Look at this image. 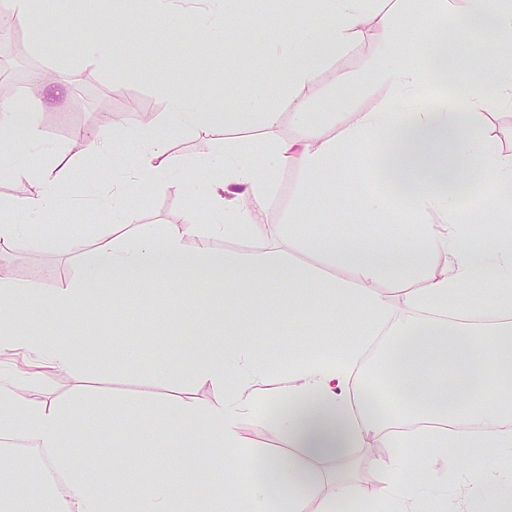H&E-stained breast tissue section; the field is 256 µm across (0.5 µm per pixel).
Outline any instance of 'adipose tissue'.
<instances>
[{
	"label": "adipose tissue",
	"mask_w": 512,
	"mask_h": 512,
	"mask_svg": "<svg viewBox=\"0 0 512 512\" xmlns=\"http://www.w3.org/2000/svg\"><path fill=\"white\" fill-rule=\"evenodd\" d=\"M328 19L317 38L301 40L273 24L272 51L288 69L289 83L301 88L337 53L347 50L360 33V22L376 0H325ZM440 20L426 65L409 57L391 60L387 51L363 64L371 85L393 89L394 99L371 112H357L341 138L327 137L322 124L294 100L293 140L273 147L269 170L295 168L314 179L301 195L310 203L340 191L341 183L329 166L343 145L364 136H380L383 148L374 152L369 177L355 206L364 223L410 214L414 228L395 243L357 233L326 241L307 240L300 214L277 231L288 246L307 242L323 260L340 270L327 290L318 287L315 268L289 263L284 251L227 252L219 241L231 236L267 238L255 216L271 196L273 184L260 177L250 158L240 151L211 153L217 176L198 184L209 209V220L189 217L186 224L158 237L138 226V213L128 203L132 187L174 169L162 128H195L210 134L255 122L274 128L280 115L270 104L271 90L260 86L238 112L202 111L201 97H171L163 124L146 122L134 129H116L104 137L85 133L87 150L109 157L115 141H132L135 165L123 179L113 181L112 219L123 234L95 245L82 237L62 240L41 237L47 250L75 254L79 281L55 291L43 305L44 315L66 317L86 308L97 288L109 285L123 303L144 290L167 288L208 268L214 284L235 295L260 293V312L268 297L281 288H294L299 300L326 315L336 311L358 318L355 339L333 351L319 347L309 358L289 363L283 375L278 407L260 413L261 423L278 429L294 448L313 457L341 453L366 437L389 448L371 465L384 478L380 495L372 496L345 478H337L333 494L322 491L325 478L302 462L267 455L269 479L249 478L252 453L243 449L238 432L241 416L254 412L274 358L226 322L225 338L204 346L188 345L181 356L159 364L158 379L186 373L209 384L216 398L204 410L164 403L150 408L158 447L179 455L201 448L216 451L213 481L220 483L226 512H444L445 498L420 494L404 467L405 451L426 449V468L454 471L467 448L512 453V151L497 141L475 134L493 103L512 106V66L497 68L489 81L475 78L477 63H469L466 83L453 73L461 60L456 39L446 24L448 15L463 12L475 27L491 28L496 38L512 43V0H433ZM442 74L434 106L421 107L416 98L434 74ZM472 179L468 197L455 187ZM69 166L58 165L43 176L36 192L0 201V259L8 257L17 239L42 223L63 188L69 185ZM492 216L499 231L476 237L475 224ZM447 267L436 271L435 258ZM492 278L500 287L494 301L468 292V284ZM403 288L397 301L378 294L383 282ZM378 345L381 367L375 376L353 369L369 345ZM33 357L35 368L0 378V435H23L38 457L56 462L60 480L49 485L47 512H120L124 501L138 503V512H211L212 506L180 469L167 482L146 487L133 475L113 479L109 467L64 454L74 440L65 409L31 395L42 368L73 369L74 341H55L23 326L0 331V355ZM354 389H346L347 379Z\"/></svg>",
	"instance_id": "obj_1"
}]
</instances>
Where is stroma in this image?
Returning <instances> with one entry per match:
<instances>
[{"label":"stroma","mask_w":512,"mask_h":512,"mask_svg":"<svg viewBox=\"0 0 512 512\" xmlns=\"http://www.w3.org/2000/svg\"><path fill=\"white\" fill-rule=\"evenodd\" d=\"M430 12L431 0H400L394 14V54L424 63V46L432 32ZM51 13V18L24 24V55L0 59V71L12 73L27 71L38 60H47L53 77L62 79L67 87L66 94L52 100L41 83L17 81L14 99L22 109L34 110L41 144L28 148L21 132L0 144V152L19 160L25 170L20 177L0 178V201L8 202L35 191L36 174L58 163L69 164L72 183L64 191L66 204L54 222L66 226L72 234L92 240L108 233L110 221L104 218L101 207L84 202L83 197L88 193L106 194L109 179L122 177L132 164L135 147L118 144L112 158L103 162L86 153L82 133L108 135L147 119L162 121L169 97L175 92L207 88L213 92L214 109L232 111L258 83L288 81L282 65L266 53L268 16H276L289 30L309 34L327 20L318 0H251L246 13L247 30L226 26L203 42L173 29L166 14L152 11L149 0H54ZM381 15L378 9L368 13L353 45L336 54L297 91L311 111L335 113L336 122L328 126V135L340 133L349 113L373 111L390 95L386 87L359 82L364 60L382 48L377 36ZM113 30L123 32L125 39L112 59L104 63L86 58L83 34ZM339 74L344 76V83L336 82ZM276 106L281 118L270 131L244 126L209 136L194 129L170 133L169 155L178 162L188 161L189 167L182 173L145 180L133 190L140 223L163 235L184 224L189 214L205 218L203 202L188 192L187 185L209 178L208 158L224 147L245 151L257 174L269 176L273 182V193L258 215V223H287L299 202L305 176L295 169L272 172L267 168L269 149L295 135L289 97H282ZM376 145V137H366L336 159L335 166L350 198H359L363 193L359 172ZM361 219L356 209L324 197L308 207L305 231L315 238L339 237L350 233ZM8 263L14 270L12 282L39 289L45 300L79 273L78 261L72 254L40 249L35 235L30 233L17 242ZM203 293L210 299L205 323L183 319L178 313L179 305ZM273 303L280 311L275 320L244 312L235 297L210 291L208 275L202 270L173 287L145 290L134 317L125 316L118 322L107 301L100 302L87 321L63 318L49 326L39 308L29 304L19 305L18 319L30 329L47 328L57 337L81 339L75 350L74 371H46L36 389L37 396L71 403L75 456L104 460L117 478L123 477L129 467H137L141 482L154 485L166 481L169 474L154 463L163 451L153 445L154 423L147 415L148 409L164 401L187 402L202 409L214 397L209 385L187 376L158 381L154 376L158 360L182 354L188 340L204 343L228 316L234 318L240 334L272 346L284 363L326 342L342 346L356 326L354 320L344 319L337 324L334 336H327L313 309L300 303L290 288L281 289ZM103 399L114 401L139 419L135 433L121 444H114L111 433L96 422L98 403ZM239 435L252 449L288 457L301 454L300 449L289 447L277 430L250 414L241 417ZM387 454V449L371 443L349 449L341 457L332 453L320 456L312 465L328 473L344 471L354 484L376 496L381 484L368 458ZM475 469L493 479L502 497L512 498V458L474 448L467 465L453 471L448 481L449 499H456Z\"/></svg>","instance_id":"stroma-1"}]
</instances>
